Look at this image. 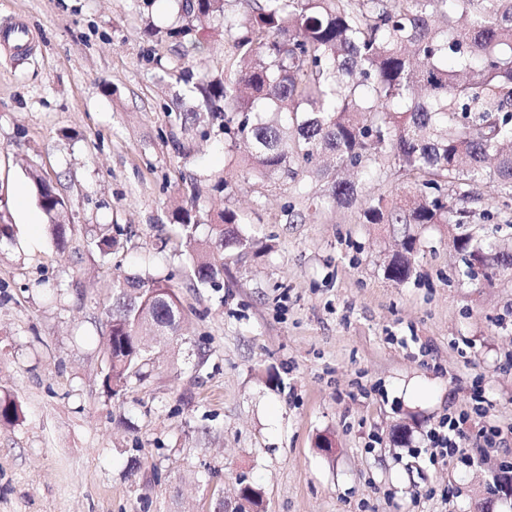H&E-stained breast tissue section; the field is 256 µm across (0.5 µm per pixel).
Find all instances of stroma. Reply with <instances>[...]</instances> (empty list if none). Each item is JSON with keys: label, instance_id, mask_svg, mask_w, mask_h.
I'll list each match as a JSON object with an SVG mask.
<instances>
[{"label": "stroma", "instance_id": "stroma-1", "mask_svg": "<svg viewBox=\"0 0 512 512\" xmlns=\"http://www.w3.org/2000/svg\"><path fill=\"white\" fill-rule=\"evenodd\" d=\"M17 24L24 51L0 40V216L15 238L0 247V399L19 408L0 421V512H212L238 506L244 483L262 512H512V439L481 434L512 427V268L465 276L453 224L360 223L361 204L401 193L392 169L324 213L309 177L215 191L233 158L224 130H184L185 86L159 79L182 48L166 35L175 0H0V29ZM31 169L69 201L64 246ZM194 186L197 239L230 209L272 246L224 248L219 289L189 287V252L160 247ZM477 194L470 233L512 250V202L494 181ZM408 235L415 270L397 284L387 267ZM133 274L177 291L186 334L115 396L104 306ZM478 388L488 412L465 426L462 457L431 459L428 431Z\"/></svg>", "mask_w": 512, "mask_h": 512}]
</instances>
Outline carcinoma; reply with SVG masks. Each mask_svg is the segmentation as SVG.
Here are the masks:
<instances>
[{"instance_id":"carcinoma-1","label":"carcinoma","mask_w":512,"mask_h":512,"mask_svg":"<svg viewBox=\"0 0 512 512\" xmlns=\"http://www.w3.org/2000/svg\"><path fill=\"white\" fill-rule=\"evenodd\" d=\"M177 2L185 24L167 36L186 46L165 74L192 87L174 111L185 128L219 123L232 152L244 145L245 180L295 182L303 164L330 156L334 164L308 170L324 186L307 197L320 212L356 199V184L337 170L381 176L389 161L414 192L391 205L370 201L360 211L365 224H469L467 202L485 180L512 197V0H238V19L228 16L229 0ZM221 17L224 75L194 74L182 62L201 48L194 22ZM29 177L64 241L67 201L37 171ZM450 186L459 207L448 200ZM198 193L191 185L172 221L193 253L189 287L218 288L221 250L255 241L241 236L238 214L224 210L211 222V240L198 242ZM414 243L406 235L388 269L393 282L410 278ZM456 246L469 257L468 274L475 263L512 267L511 251L469 234ZM106 317L103 385L114 395L183 335L177 293L151 277L114 281Z\"/></svg>"}]
</instances>
